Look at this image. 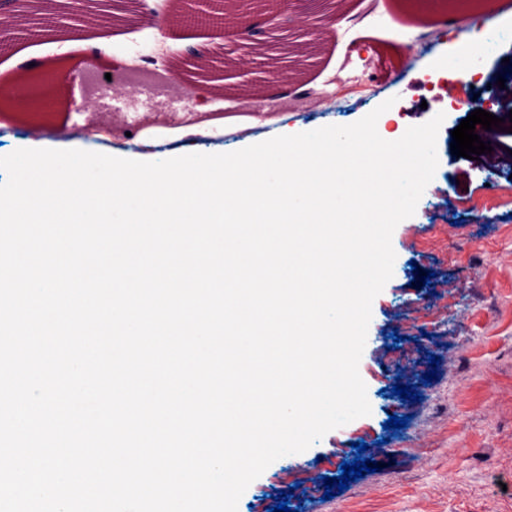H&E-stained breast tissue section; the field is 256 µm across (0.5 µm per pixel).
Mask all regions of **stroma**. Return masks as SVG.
<instances>
[{"label":"stroma","mask_w":512,"mask_h":512,"mask_svg":"<svg viewBox=\"0 0 512 512\" xmlns=\"http://www.w3.org/2000/svg\"><path fill=\"white\" fill-rule=\"evenodd\" d=\"M172 0H77L63 19L81 22L108 11L113 39L101 59L54 34L17 40L0 52V156L19 148H63L80 126L102 132L76 148L117 157L147 151L162 157L238 150L240 133L169 139L171 130L201 120L195 95L208 87L252 83L233 101L239 114L260 117L257 141L288 130L352 124L393 100L405 126L437 113L438 168L414 215L395 228L393 276L372 303L359 372L369 416L334 429L310 448L273 462L241 496L237 512H269L288 492L292 512H512V200L494 195L503 175L480 160L451 162V132L486 98L504 58H512V0H326L335 25L317 37L304 7L290 28L265 25L262 51L248 41L206 30L159 31L151 12ZM491 19V52L477 60L473 81L453 83L441 99L424 70L453 53L451 23ZM122 61L120 100L98 90L113 61ZM62 68L45 115L17 105L14 87ZM363 87L365 99L334 110V92ZM459 202L451 209L449 200ZM429 281H421V274ZM439 356L430 367V356ZM437 378L424 382L429 370ZM419 399L394 395L398 376ZM405 428H386L390 416ZM375 447L378 470L325 499V477L340 476L356 444Z\"/></svg>","instance_id":"35a3bbf8"}]
</instances>
